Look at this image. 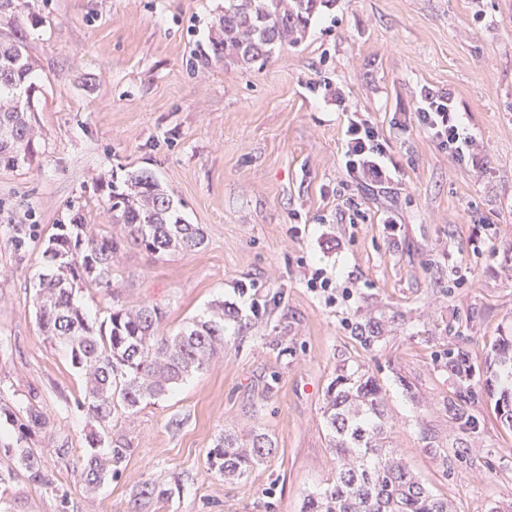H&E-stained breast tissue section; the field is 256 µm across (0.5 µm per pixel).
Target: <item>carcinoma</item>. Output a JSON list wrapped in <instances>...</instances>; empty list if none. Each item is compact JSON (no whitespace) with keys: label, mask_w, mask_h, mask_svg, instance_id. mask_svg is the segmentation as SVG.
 <instances>
[{"label":"carcinoma","mask_w":512,"mask_h":512,"mask_svg":"<svg viewBox=\"0 0 512 512\" xmlns=\"http://www.w3.org/2000/svg\"><path fill=\"white\" fill-rule=\"evenodd\" d=\"M334 0H224V16L200 62L224 60L241 66L266 61L286 42H298L312 17ZM33 67L24 54V35L17 26L0 32V166L15 168L32 161L33 131L25 101L35 86ZM112 223L122 226L113 236L94 232L75 212L68 224L57 225L42 252L45 272L38 277L36 318L48 340L63 344L71 364L84 378L80 408L99 423L122 407L137 409L146 400H158L194 373L201 372L224 351V332L238 312L224 305L193 320L176 334L165 330L166 314L149 304L112 307L97 323L75 300V288L114 286L113 262L124 244L158 257L196 251L203 230L187 224L171 194L149 169L126 174L111 185L108 197ZM491 365L488 391L497 396L500 420L512 427V336L499 339ZM0 415L15 429L12 443H0V453L17 459L27 480L60 495L30 442L45 430L42 408L29 404L16 413L3 404ZM322 417L336 457V476L326 488L308 495L301 512H453L448 498L434 494L409 467L403 453L386 447L390 425L376 378L366 371L338 375L328 386ZM90 448L78 481L98 488L116 470L123 450L100 452L102 436L85 434ZM275 452L265 432L250 431L243 440L224 432L208 451L209 468L234 481L247 476Z\"/></svg>","instance_id":"cac0c4a2"}]
</instances>
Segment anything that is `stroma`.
<instances>
[{"mask_svg": "<svg viewBox=\"0 0 512 512\" xmlns=\"http://www.w3.org/2000/svg\"><path fill=\"white\" fill-rule=\"evenodd\" d=\"M223 13L224 0L19 9L35 154L0 167V394L47 412L32 445L69 504L20 478L17 512H301L336 473L324 394L356 367L379 381L392 445L433 493L455 512H512V427L485 387L499 338L512 335V0H336L265 63L196 62ZM427 89L465 112L482 173L418 126ZM355 111L397 166L386 187L344 170ZM139 168L206 241L163 258L124 249L116 304L162 308L173 333L217 300L242 321L209 369L113 413L100 432L124 458L88 494L76 480L82 380L38 329L35 284L71 206L96 232H117L108 186ZM318 271L329 289L310 287ZM458 355L462 376L448 366ZM253 426L273 438V456L224 481L209 449ZM149 485L170 497L144 496Z\"/></svg>", "mask_w": 512, "mask_h": 512, "instance_id": "1", "label": "stroma"}]
</instances>
